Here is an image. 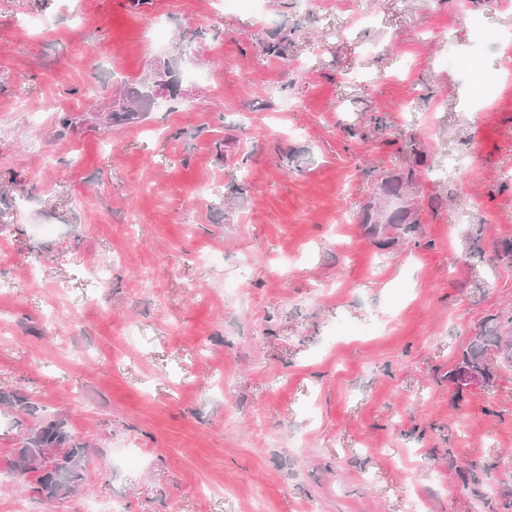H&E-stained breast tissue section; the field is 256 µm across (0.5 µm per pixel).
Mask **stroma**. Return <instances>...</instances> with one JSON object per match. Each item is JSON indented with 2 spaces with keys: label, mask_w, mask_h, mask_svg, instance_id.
Listing matches in <instances>:
<instances>
[{
  "label": "stroma",
  "mask_w": 512,
  "mask_h": 512,
  "mask_svg": "<svg viewBox=\"0 0 512 512\" xmlns=\"http://www.w3.org/2000/svg\"><path fill=\"white\" fill-rule=\"evenodd\" d=\"M480 27L512 5L0 0V393L92 449L40 499L0 404V512H512V364L448 380L512 335V66ZM156 60L181 95L106 126ZM412 166L417 230L378 243L363 208ZM494 349L503 356L507 362H512V336H502L498 332H480L463 349L452 369L448 372V379L464 389L460 376L467 369H477L483 364V355Z\"/></svg>",
  "instance_id": "35a3bbf8"
}]
</instances>
